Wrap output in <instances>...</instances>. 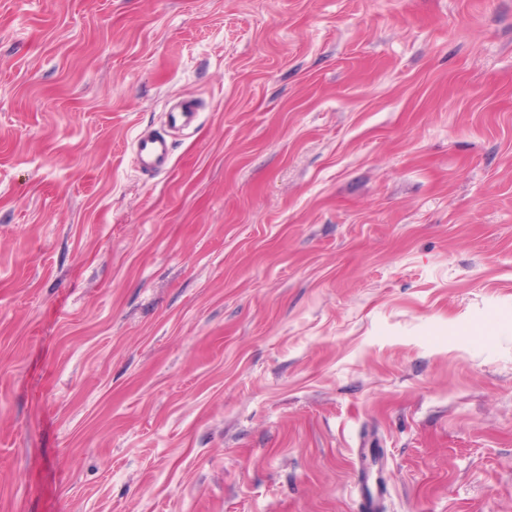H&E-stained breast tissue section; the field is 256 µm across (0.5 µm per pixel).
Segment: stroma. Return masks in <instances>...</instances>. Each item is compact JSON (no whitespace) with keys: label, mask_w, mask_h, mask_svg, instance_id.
Wrapping results in <instances>:
<instances>
[{"label":"stroma","mask_w":512,"mask_h":512,"mask_svg":"<svg viewBox=\"0 0 512 512\" xmlns=\"http://www.w3.org/2000/svg\"><path fill=\"white\" fill-rule=\"evenodd\" d=\"M369 499L512 512V0H0V512ZM172 155V140L164 134H139L133 143L132 158L144 176H154L164 170Z\"/></svg>","instance_id":"obj_1"}]
</instances>
